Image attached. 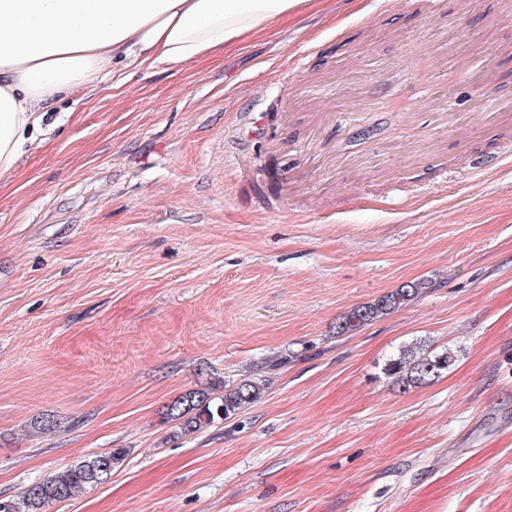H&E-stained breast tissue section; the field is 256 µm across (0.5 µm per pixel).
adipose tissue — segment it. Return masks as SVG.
I'll use <instances>...</instances> for the list:
<instances>
[{"mask_svg":"<svg viewBox=\"0 0 512 512\" xmlns=\"http://www.w3.org/2000/svg\"><path fill=\"white\" fill-rule=\"evenodd\" d=\"M300 0H0V182L40 148L50 109L113 65L214 59Z\"/></svg>","mask_w":512,"mask_h":512,"instance_id":"obj_1","label":"adipose tissue"}]
</instances>
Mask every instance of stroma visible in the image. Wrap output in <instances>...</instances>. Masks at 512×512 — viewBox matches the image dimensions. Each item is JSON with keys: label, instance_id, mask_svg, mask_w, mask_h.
Segmentation results:
<instances>
[{"label": "stroma", "instance_id": "35a3bbf8", "mask_svg": "<svg viewBox=\"0 0 512 512\" xmlns=\"http://www.w3.org/2000/svg\"><path fill=\"white\" fill-rule=\"evenodd\" d=\"M54 110L0 188V498L120 448L48 512H512V168L468 163L512 142V0H304ZM415 343L456 361L405 391ZM276 358L236 419L163 423ZM426 285L428 284L424 281L409 282L400 288H396L395 290L380 296L373 302H368L352 308L350 311L345 313L337 323V335H346L376 318L407 306L422 293V289L428 288Z\"/></svg>", "mask_w": 512, "mask_h": 512}]
</instances>
